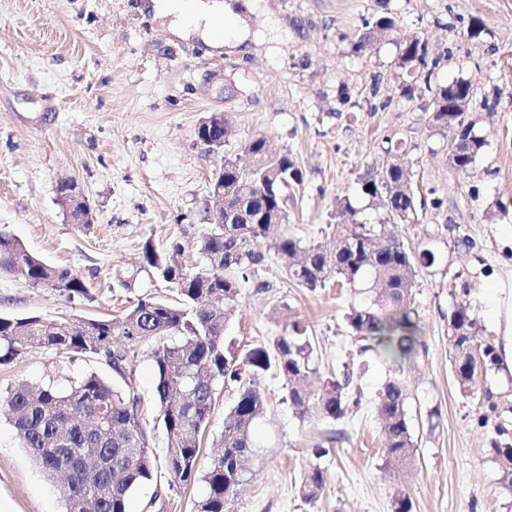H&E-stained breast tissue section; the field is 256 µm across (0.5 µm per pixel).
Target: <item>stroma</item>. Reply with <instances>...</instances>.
Here are the masks:
<instances>
[{
	"instance_id": "35a3bbf8",
	"label": "stroma",
	"mask_w": 512,
	"mask_h": 512,
	"mask_svg": "<svg viewBox=\"0 0 512 512\" xmlns=\"http://www.w3.org/2000/svg\"><path fill=\"white\" fill-rule=\"evenodd\" d=\"M173 0H0V227L51 265L78 272L93 299H68L20 276H0V314L49 319L118 314L142 294L169 284L116 277L152 239L165 250L181 238L194 250L212 221L209 185L224 157L253 136L288 154L303 172L283 229L306 242L326 239L336 198L349 196L358 221L400 235L417 255L414 305L422 344L403 370L369 359L337 421L301 418L282 382L255 385L265 412L253 428L255 454L228 512H391L397 490L413 512H512L490 458L492 427H480V394L461 393L449 367L448 315L465 305L495 350L503 348L486 299L512 289V0H182L228 7L247 34L217 39L205 20L181 17ZM396 27L361 44L381 17ZM417 36L434 61L430 81L398 67L400 46ZM469 82L468 112L485 141L467 172L448 163L447 133L430 122L432 92ZM221 112L230 133L221 150L197 140L202 119ZM401 147L417 192L419 219L392 224L359 192L358 181L388 149ZM77 183L93 222H72L58 194ZM263 281L257 289L255 281ZM255 281L243 283L226 334L241 348L304 322L316 345L320 376L342 370L360 347L345 322L360 294L290 283L282 260L267 252ZM77 376H111L103 360H60L42 349L0 366V392L41 382L57 363ZM151 452L163 457L156 423L154 367L148 351L135 366ZM401 375L416 448L407 471L384 472L376 395ZM327 454L315 458L316 447ZM325 483L304 501L312 464ZM203 481L184 487L159 476L130 499L128 512H198ZM0 512H65L51 478L0 422Z\"/></svg>"
}]
</instances>
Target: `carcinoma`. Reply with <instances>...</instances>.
I'll return each mask as SVG.
<instances>
[{
    "instance_id": "carcinoma-1",
    "label": "carcinoma",
    "mask_w": 512,
    "mask_h": 512,
    "mask_svg": "<svg viewBox=\"0 0 512 512\" xmlns=\"http://www.w3.org/2000/svg\"><path fill=\"white\" fill-rule=\"evenodd\" d=\"M394 20L376 21L363 41L389 36ZM426 47L417 37L404 41L398 66L415 75L426 65ZM472 102L471 86L453 82L439 88L432 100V121L446 131H460L468 139L456 155L453 168L466 171L482 151L484 141L473 134L466 113L455 111L456 102ZM210 150L221 148L223 130L217 114L200 123ZM302 171L288 155L270 151L261 136L250 138L240 151L224 158V177L210 187L224 186L232 193L224 208V223L214 224L198 237L202 262L188 267L170 261L183 251L175 237L159 251L148 238L140 247L139 266L117 276L128 290L141 276L173 285L176 297L142 295L131 301L121 316L50 320L41 316L0 315V365L10 364L34 349L101 357L116 378L96 372L69 376L58 366L48 380L31 385L20 382L0 394V412L22 447L53 475L64 472L66 512H127L128 500L141 485L153 480L163 467L171 481L188 485L199 475V464L218 390L237 388V397L224 416L220 447L202 474L208 488L199 512H227V506L248 472L255 448L251 428L264 412L261 393L254 387L262 375H271L288 389V400L302 415L339 420L348 411L347 389L352 382L349 366L341 375H329L318 393L303 388L315 367V345L300 321L286 334L245 350L226 344L228 323L237 309L240 281L255 273L265 260L266 244L283 260L288 280L315 291L334 280L342 288L359 289L367 298L349 308L347 326L362 343L359 354L372 352L394 365L419 353L420 324L413 306L416 257L403 240L380 238L373 224L355 219L330 225L331 244L305 243L280 235L270 236L275 223L288 222V190L302 182ZM360 192L387 204L388 220L406 224L417 216L415 194L408 186L407 168L395 153L375 163L359 180ZM58 192L72 216L87 217L88 200L74 194L73 184L62 183ZM20 274L33 287L51 288L69 299L92 297L86 279L70 269L55 267L0 227V274ZM469 335L459 336V327ZM175 336L150 352L156 368L155 401L166 436L162 463L149 449L142 423V399L133 372L141 346L151 339ZM124 343L114 345V338ZM450 362L460 391L478 386L479 371L497 364L492 345L485 342L476 320L459 306L448 318ZM469 344L479 346L481 363L468 354ZM407 384L391 378L380 389L376 409L385 437L383 453L393 467H405L414 446L406 411ZM496 438L490 448L505 496L512 497V431L506 420L493 424ZM324 474L310 466L300 491L305 501L318 497Z\"/></svg>"
}]
</instances>
